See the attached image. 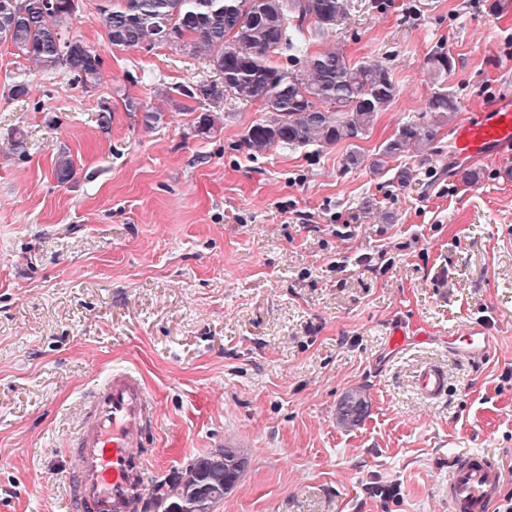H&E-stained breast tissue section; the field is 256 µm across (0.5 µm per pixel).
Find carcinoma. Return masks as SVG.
Segmentation results:
<instances>
[{
	"mask_svg": "<svg viewBox=\"0 0 512 512\" xmlns=\"http://www.w3.org/2000/svg\"><path fill=\"white\" fill-rule=\"evenodd\" d=\"M348 0H102L98 10L114 47L167 45L203 57L224 78V89L261 102L270 118L252 125L246 148L263 154L275 146L306 147L363 138L378 113L397 97L389 70L376 61L353 63L341 50L304 55L300 36L313 26L318 33L336 26ZM79 0H0V42L22 51L40 69L64 68L86 89L98 84L103 60L64 28L76 16ZM285 50L290 63L278 65L271 53ZM454 59L437 49L427 58L437 84L423 121L398 128L370 167L384 172L388 159L432 149L438 132L459 112L456 96L444 85ZM73 171L70 157L54 166L64 184ZM366 395L354 390L337 409L339 424L352 426L363 417ZM241 477L224 449L194 458L182 471L157 486L148 498L149 512H212Z\"/></svg>",
	"mask_w": 512,
	"mask_h": 512,
	"instance_id": "obj_1",
	"label": "carcinoma"
}]
</instances>
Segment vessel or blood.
Masks as SVG:
<instances>
[{
	"mask_svg": "<svg viewBox=\"0 0 512 512\" xmlns=\"http://www.w3.org/2000/svg\"><path fill=\"white\" fill-rule=\"evenodd\" d=\"M462 164L512 155V96L458 125L452 132ZM456 355L485 360L493 345L486 326L467 324L451 337ZM415 384L427 399L439 398L447 379L435 365L421 368ZM158 427L154 396L140 375L115 368L97 382L71 437L75 450L71 493L78 512H138L150 483L146 435ZM503 477L499 462L485 454L462 457L448 473V512H491Z\"/></svg>",
	"mask_w": 512,
	"mask_h": 512,
	"instance_id": "b4317fda",
	"label": "vessel or blood"
}]
</instances>
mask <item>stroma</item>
Segmentation results:
<instances>
[{
	"mask_svg": "<svg viewBox=\"0 0 512 512\" xmlns=\"http://www.w3.org/2000/svg\"><path fill=\"white\" fill-rule=\"evenodd\" d=\"M98 3L82 0L68 28L103 59L93 88L0 43V512H74L63 446L115 366L137 370L158 402L154 481L225 442L244 450L213 512H448V469L472 451L499 459L504 512L512 159L479 163L468 183L448 166L446 127L433 151L381 173L344 158L374 157L419 118L436 47L454 58L456 122L512 93V0H348L342 22L306 31L307 51L382 62L392 108L355 144L259 155L243 141L268 117L260 103L180 95L223 79L165 45L111 47ZM17 83L27 94L10 98ZM205 113L218 125L202 134ZM63 154L74 172L60 184ZM475 320L495 338L479 364L448 347ZM427 364L448 378L433 401L414 381ZM355 389L368 409L345 428L338 404Z\"/></svg>",
	"mask_w": 512,
	"mask_h": 512,
	"instance_id": "35a3bbf8",
	"label": "stroma"
}]
</instances>
